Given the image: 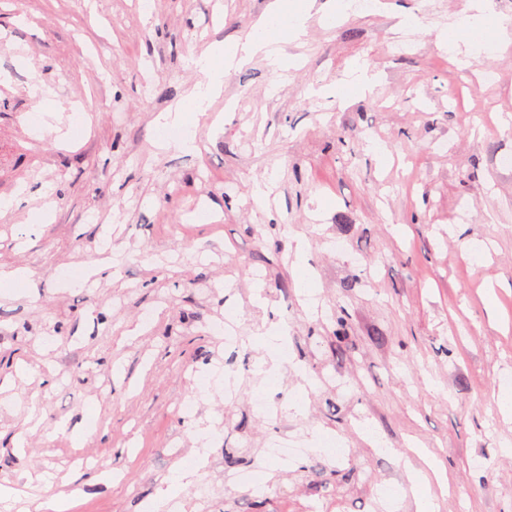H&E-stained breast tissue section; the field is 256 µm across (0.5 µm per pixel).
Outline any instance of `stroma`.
<instances>
[{
  "mask_svg": "<svg viewBox=\"0 0 512 512\" xmlns=\"http://www.w3.org/2000/svg\"><path fill=\"white\" fill-rule=\"evenodd\" d=\"M307 1L289 69L257 57L227 71L187 152L156 148L155 118L201 81L190 53L244 37L271 0H0V198H20L0 218V266L31 278L0 288V484L29 485L0 512L52 493L70 512H144L194 465L179 512H418L385 493L424 469L421 448L448 478L435 512H512V413L498 407L512 390V45L494 37L512 0H486L476 34L467 0H380L369 15L290 0ZM451 28L469 66L438 43ZM357 60L371 91L349 86ZM36 86L69 146L39 137ZM106 255L118 278L59 283ZM227 317L231 348L211 331ZM277 323L288 361L258 372ZM210 365L224 384L203 393ZM211 424L200 464L194 433ZM324 435L344 441L343 463ZM76 453L102 480L72 468Z\"/></svg>",
  "mask_w": 512,
  "mask_h": 512,
  "instance_id": "1",
  "label": "stroma"
}]
</instances>
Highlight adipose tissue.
Segmentation results:
<instances>
[{
	"label": "adipose tissue",
	"instance_id": "obj_1",
	"mask_svg": "<svg viewBox=\"0 0 512 512\" xmlns=\"http://www.w3.org/2000/svg\"><path fill=\"white\" fill-rule=\"evenodd\" d=\"M305 21L304 12H289L286 0H271L266 14L244 39L228 46L214 43L201 52L191 53L189 60L197 71L204 74V81L195 84L173 111L161 113L156 119L158 126L179 132L178 138L170 141V148L193 149L194 136L189 128L199 115L208 112L212 101L220 96L226 70L248 63L258 55L273 70L285 69L279 42L288 33L296 37L303 35Z\"/></svg>",
	"mask_w": 512,
	"mask_h": 512
}]
</instances>
